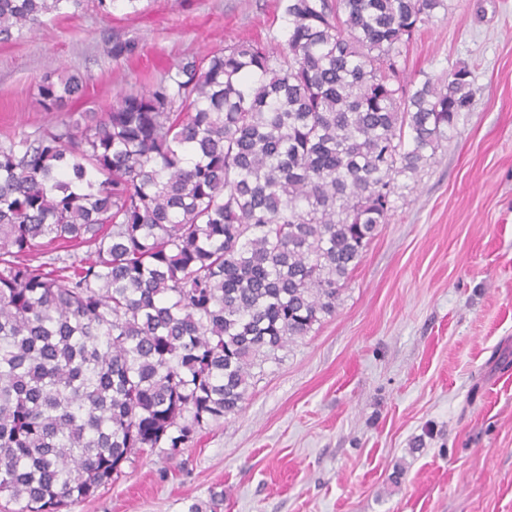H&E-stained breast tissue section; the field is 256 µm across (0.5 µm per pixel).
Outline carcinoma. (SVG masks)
Instances as JSON below:
<instances>
[{
	"label": "carcinoma",
	"instance_id": "1",
	"mask_svg": "<svg viewBox=\"0 0 512 512\" xmlns=\"http://www.w3.org/2000/svg\"><path fill=\"white\" fill-rule=\"evenodd\" d=\"M287 38L180 63L85 123L0 142V508L63 512L237 412L252 369L336 311L473 98L408 80L447 0H281ZM81 0H0V42ZM47 111L84 95L39 89ZM86 245L93 259L23 257Z\"/></svg>",
	"mask_w": 512,
	"mask_h": 512
}]
</instances>
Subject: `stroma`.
<instances>
[{"label": "stroma", "instance_id": "stroma-1", "mask_svg": "<svg viewBox=\"0 0 512 512\" xmlns=\"http://www.w3.org/2000/svg\"><path fill=\"white\" fill-rule=\"evenodd\" d=\"M272 33L287 36L279 0H83L0 42V141L47 122L45 80L86 79L65 110L81 121ZM116 40L136 55L113 58ZM405 66L417 82L468 67L473 105L397 178L335 313L263 365L237 413L67 512H512V0H448Z\"/></svg>", "mask_w": 512, "mask_h": 512}]
</instances>
